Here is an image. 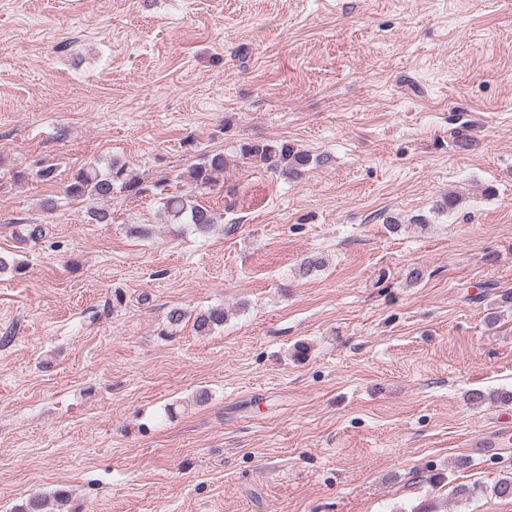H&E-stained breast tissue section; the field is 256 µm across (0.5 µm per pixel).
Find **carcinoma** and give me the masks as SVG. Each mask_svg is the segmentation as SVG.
<instances>
[{
	"mask_svg": "<svg viewBox=\"0 0 512 512\" xmlns=\"http://www.w3.org/2000/svg\"><path fill=\"white\" fill-rule=\"evenodd\" d=\"M237 152L241 158L288 180L299 179L306 171L324 166L330 161L327 155H313L286 140L243 141L238 144ZM225 166L224 153L205 154L175 178V181L186 187V190L169 193V184L163 181L156 182L150 187L142 186V182L131 175L126 163L114 160L104 170L93 166L77 170L71 177L66 194L74 200L104 203L111 201L116 192L129 196L151 192L159 197L163 214L174 221L184 218L194 230L203 234L217 223V216L209 208L193 201V194L211 187L217 177L224 173ZM30 175L49 182L54 178V167L40 162L35 172L30 174L26 171H17L13 173V178L21 181ZM224 319L223 307H211L195 316L193 326L198 333L208 334L223 326ZM470 399L477 403L489 400L509 405L512 404V390L503 389L489 395L476 390L470 394ZM491 494L500 499H512V473L499 478L492 486ZM14 512H51L50 503L44 497L33 496L17 505Z\"/></svg>",
	"mask_w": 512,
	"mask_h": 512,
	"instance_id": "carcinoma-1",
	"label": "carcinoma"
}]
</instances>
